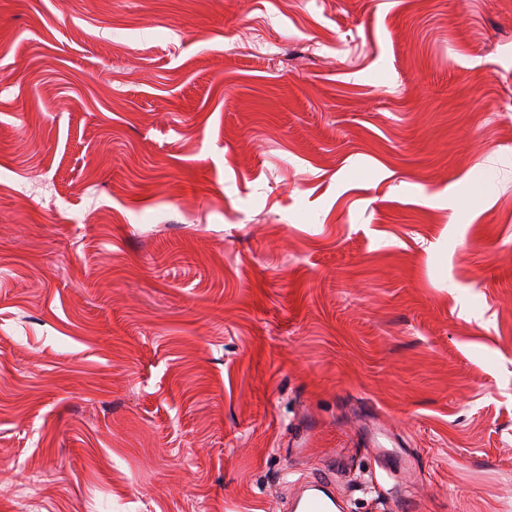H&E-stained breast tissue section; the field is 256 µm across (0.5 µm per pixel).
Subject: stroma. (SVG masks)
Segmentation results:
<instances>
[{
    "mask_svg": "<svg viewBox=\"0 0 512 512\" xmlns=\"http://www.w3.org/2000/svg\"><path fill=\"white\" fill-rule=\"evenodd\" d=\"M0 512H512V0H0ZM337 507L336 499L328 488L325 477L315 479L294 503V510L299 512H335Z\"/></svg>",
    "mask_w": 512,
    "mask_h": 512,
    "instance_id": "35a3bbf8",
    "label": "stroma"
}]
</instances>
